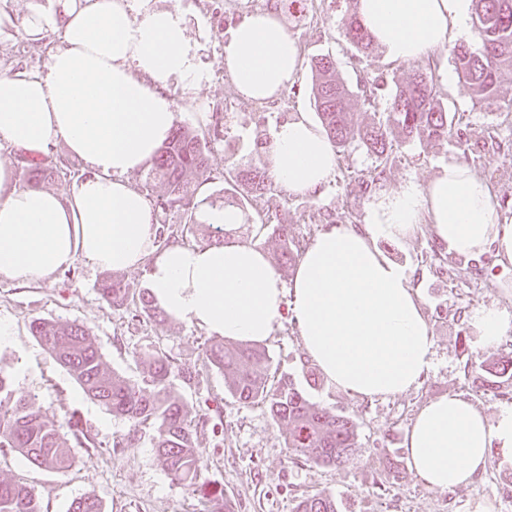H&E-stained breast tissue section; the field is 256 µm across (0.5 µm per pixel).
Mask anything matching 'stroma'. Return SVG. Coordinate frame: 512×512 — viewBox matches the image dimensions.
<instances>
[{
    "mask_svg": "<svg viewBox=\"0 0 512 512\" xmlns=\"http://www.w3.org/2000/svg\"><path fill=\"white\" fill-rule=\"evenodd\" d=\"M45 15H54L55 0H0V71H40L57 43L54 30L29 37L23 22L31 2ZM357 0H295L291 11L297 23L288 27L304 58L330 55L339 62V74L348 85L367 72L383 73L386 95H393L408 77L411 66L387 60L380 47L362 52L342 31L344 16ZM162 7L181 11L187 33L198 49L204 72L201 83L185 94L171 88L177 124L205 137H216L213 167L224 172L257 159L253 141L260 129L305 112L315 115L311 73L302 71L294 88L267 101L243 98L231 79L219 78L216 67L224 56L230 29L253 9H268L267 0H160ZM438 91L454 116L456 129L474 143L478 157L472 167L490 182L501 216L512 215V115L475 104L459 82L449 52L433 59ZM231 107V120L221 136H214L208 117ZM453 142L414 139L395 153L385 173L370 181L377 160L364 147L351 145L339 159L334 179L320 197L291 195L281 187L244 207L246 216L236 228L243 242L255 243L268 257L281 248L278 234L255 237L250 221L256 211L268 212L272 223L288 225L301 244L327 228L328 212L342 214L346 223L362 225L371 197L397 188L407 178L428 183L443 167L460 161ZM45 160L68 166L67 174L38 182V189L69 199L87 174L63 144L50 147ZM174 245L218 244L202 212L187 216L168 213ZM378 249L405 268L428 320L434 344L431 365L421 382L390 398L351 395L330 384L305 354L297 326L285 320L264 344L275 377H289L315 406L351 418L357 426L358 450L337 465H318L293 456L285 433L259 406L238 400L228 391L222 373L206 365L205 351L214 339L188 322L167 318L155 322L136 315V302L115 307L101 299L98 283L106 273L83 263L34 280L17 283L0 279V320L12 334L0 343V372L13 389L31 397L46 420L58 425L76 417L98 445L95 456L74 448V463L65 472L39 468L16 451L0 448V479L20 480L37 493L44 512H69L72 502L91 495L104 512H199L196 497L186 483L176 481L157 459L154 430L133 427L90 399L74 376L33 336L34 319L45 318L86 327L112 371L133 384L147 370L146 351L157 350L176 363L196 366L197 382L175 380L174 393L191 412L201 450L200 480L223 487L233 512H295L302 499L325 494L338 512H512V460L487 464L473 484L433 491L410 470L404 450L405 435L417 413L429 400L458 394L488 419L512 405V378L495 377L501 356H512V332L492 346L479 343L468 322L471 308L495 306L512 316V264L494 254L456 264L451 275L437 274L433 252L438 244L428 225H420L403 241L381 240ZM136 433L132 448H114V441Z\"/></svg>",
    "mask_w": 512,
    "mask_h": 512,
    "instance_id": "1",
    "label": "stroma"
}]
</instances>
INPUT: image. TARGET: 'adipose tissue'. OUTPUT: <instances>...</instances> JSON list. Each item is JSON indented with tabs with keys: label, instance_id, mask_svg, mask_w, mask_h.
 <instances>
[{
	"label": "adipose tissue",
	"instance_id": "obj_1",
	"mask_svg": "<svg viewBox=\"0 0 512 512\" xmlns=\"http://www.w3.org/2000/svg\"><path fill=\"white\" fill-rule=\"evenodd\" d=\"M60 44L35 74L0 72V144L47 152L63 143L87 176L69 201L20 189L0 163V279H40L80 261L93 269L147 266L148 288L172 317L224 339L261 344L293 316L302 346L328 382L362 397L415 387L431 362L433 337L408 273L377 248L422 224L448 253L495 251L512 263V219L501 218L489 182L463 163L428 184L407 179L374 195L362 228L319 232L291 284L266 254L238 241L231 207L204 219L227 230L220 246L158 249L147 198L129 181L167 140L176 121L169 83L200 79L181 13L159 0H58ZM469 0H358L362 25L388 59L415 62L465 31ZM300 47L281 19L246 15L224 46L236 91L263 101L293 83ZM271 176L288 194L319 196L336 152L319 125L297 116L271 134ZM512 458V407L488 420L455 394L430 400L406 432L410 470L432 490L472 483L493 450Z\"/></svg>",
	"mask_w": 512,
	"mask_h": 512
}]
</instances>
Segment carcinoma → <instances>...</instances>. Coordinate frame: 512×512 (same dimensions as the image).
<instances>
[{
    "label": "carcinoma",
    "instance_id": "obj_1",
    "mask_svg": "<svg viewBox=\"0 0 512 512\" xmlns=\"http://www.w3.org/2000/svg\"><path fill=\"white\" fill-rule=\"evenodd\" d=\"M472 30L478 48L459 44L451 56L460 82L480 105L512 112V100L503 101L499 85L505 71L512 70V0H472ZM344 36L359 50L372 47V37L356 13L343 18ZM311 92L321 126L336 149L343 154L352 143L363 145L377 160H388L393 150L413 136L446 140L452 136L453 119L437 92L431 64L412 66L407 82L391 98L382 115L369 123L360 121L349 107L350 91L338 77L339 63L329 56L310 60ZM382 79L364 74L357 78L361 96L371 106L381 90ZM270 155L249 162L231 178V191L242 203L271 191L266 167ZM61 173L55 166L34 162L24 170L30 180ZM148 178L165 184V194L153 201L158 216L159 243H169L170 232L163 216L172 210L193 212L199 207L202 181L213 178L208 142L186 126L173 129L153 158ZM283 243L279 265L299 257V249L288 241V225H278ZM101 298L114 307L138 298L141 312L163 322L168 314L143 289L118 277L99 285ZM32 333L67 368L92 399L114 416L135 426L155 425L153 447L162 466L178 481L189 483L197 495L201 512H228L224 490L197 480L199 448L192 431V419L185 404L173 395V379L191 382L199 370L178 365L157 351L149 353V378L144 385H132L110 371L88 330L77 323L62 325L36 319ZM206 364L224 373L229 391L245 403L265 406L273 420L286 428L285 442L292 454L317 464L336 465L357 450L356 426L350 419L327 408L309 403L292 380L281 378L268 384L270 357L253 345L228 346L216 343L206 350ZM76 445L90 451L95 447L88 430L68 422ZM0 448H14L30 463L55 471L72 464L71 449L63 445L61 427L43 419L31 399L18 395L0 375ZM0 512H41L39 498L24 484L0 480ZM70 512H102L100 502L84 496L72 502ZM296 512H337L336 501L316 494L301 500Z\"/></svg>",
    "mask_w": 512,
    "mask_h": 512
}]
</instances>
